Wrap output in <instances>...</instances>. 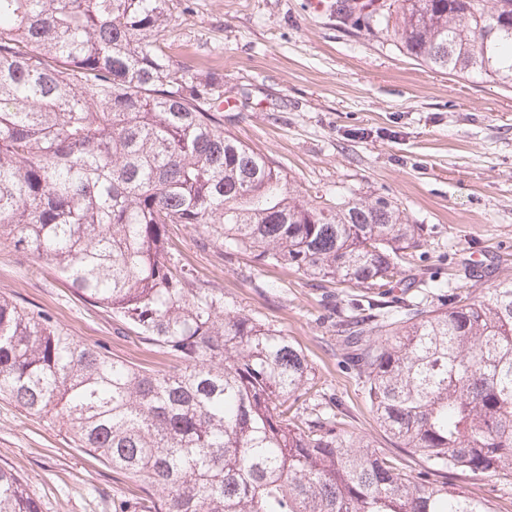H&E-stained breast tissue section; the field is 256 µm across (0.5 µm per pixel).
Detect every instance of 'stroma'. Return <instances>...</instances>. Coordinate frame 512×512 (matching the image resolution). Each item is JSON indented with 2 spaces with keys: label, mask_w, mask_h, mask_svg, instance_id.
I'll use <instances>...</instances> for the list:
<instances>
[{
  "label": "stroma",
  "mask_w": 512,
  "mask_h": 512,
  "mask_svg": "<svg viewBox=\"0 0 512 512\" xmlns=\"http://www.w3.org/2000/svg\"><path fill=\"white\" fill-rule=\"evenodd\" d=\"M165 33L177 60L224 80V127L274 159L303 196L384 197L427 232L419 279L472 294L512 279V88L410 59L376 30L308 0H171ZM173 253L203 287L281 330L303 350L319 388L351 429L402 465L424 464L381 429L362 381L342 362L337 297L345 286L262 266L193 227H170ZM0 294L50 313L112 356L170 368L110 312L80 299L56 269L0 242ZM0 467L16 471L42 512H148L123 477L64 429L0 399ZM494 512H512V478H455Z\"/></svg>",
  "instance_id": "stroma-1"
}]
</instances>
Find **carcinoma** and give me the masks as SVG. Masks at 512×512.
Instances as JSON below:
<instances>
[{"instance_id":"carcinoma-1","label":"carcinoma","mask_w":512,"mask_h":512,"mask_svg":"<svg viewBox=\"0 0 512 512\" xmlns=\"http://www.w3.org/2000/svg\"><path fill=\"white\" fill-rule=\"evenodd\" d=\"M168 2L0 0V239L177 362L114 358L0 296V398L155 512H493L450 476L512 475V281L391 295L422 225L386 198L307 199L225 130L223 80L163 42ZM337 2L435 70L512 85V0ZM172 224L359 290L339 310L345 363L427 469L375 450L336 401L305 406L303 351L179 269ZM0 512H41L2 467Z\"/></svg>"}]
</instances>
